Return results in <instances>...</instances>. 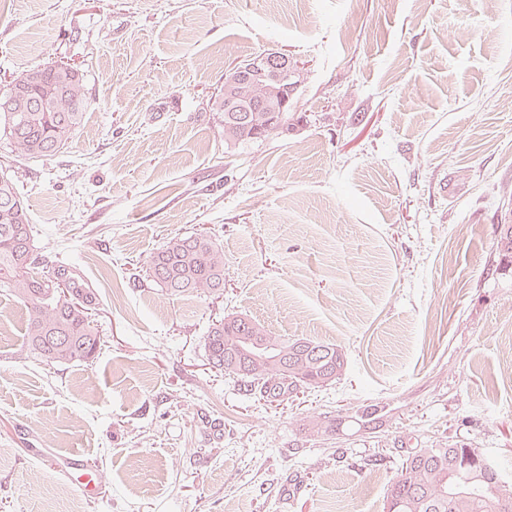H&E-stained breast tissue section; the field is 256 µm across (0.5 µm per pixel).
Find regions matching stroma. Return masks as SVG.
<instances>
[{
    "label": "stroma",
    "mask_w": 512,
    "mask_h": 512,
    "mask_svg": "<svg viewBox=\"0 0 512 512\" xmlns=\"http://www.w3.org/2000/svg\"><path fill=\"white\" fill-rule=\"evenodd\" d=\"M267 50L303 119L225 144L224 73ZM59 61L81 126L43 159L0 140V167L104 346L45 365L0 292V512H383L414 449L512 462V0H0V90ZM191 233L223 245V295L139 277ZM231 312L336 345L340 379L245 394L204 347ZM34 448L81 451L95 493Z\"/></svg>",
    "instance_id": "stroma-1"
}]
</instances>
